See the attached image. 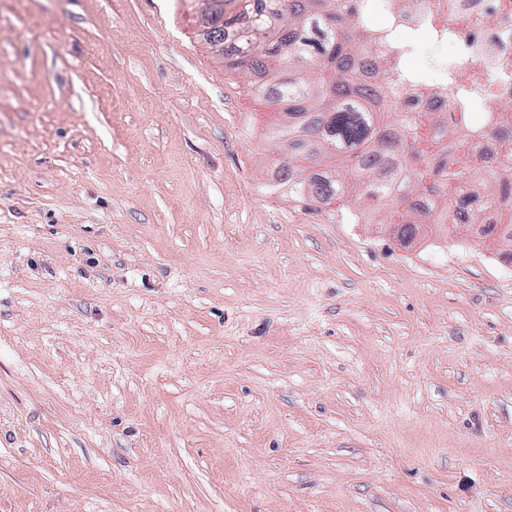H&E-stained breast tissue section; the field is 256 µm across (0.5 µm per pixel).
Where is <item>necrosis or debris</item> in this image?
Instances as JSON below:
<instances>
[{
	"label": "necrosis or debris",
	"mask_w": 512,
	"mask_h": 512,
	"mask_svg": "<svg viewBox=\"0 0 512 512\" xmlns=\"http://www.w3.org/2000/svg\"><path fill=\"white\" fill-rule=\"evenodd\" d=\"M383 24L373 26L357 66L368 83L397 85L398 96L383 111L410 117L462 113L448 137L471 173L504 175L512 170V142L471 138L479 113L512 111V0H375ZM425 32L449 49L455 67L447 81L410 82L404 71L406 47L393 31Z\"/></svg>",
	"instance_id": "1"
}]
</instances>
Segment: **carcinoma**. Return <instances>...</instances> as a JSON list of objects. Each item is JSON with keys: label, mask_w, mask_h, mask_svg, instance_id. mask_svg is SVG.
Returning a JSON list of instances; mask_svg holds the SVG:
<instances>
[{"label": "carcinoma", "mask_w": 512, "mask_h": 512, "mask_svg": "<svg viewBox=\"0 0 512 512\" xmlns=\"http://www.w3.org/2000/svg\"><path fill=\"white\" fill-rule=\"evenodd\" d=\"M238 11L219 9L214 24L232 36L227 67L261 69L271 76L266 96L282 107L288 120L276 130L281 153L288 156L282 181L288 196L324 203L344 198L351 185L376 203L393 205L403 225L401 241H412L424 225L411 199L426 192L449 193L468 177L452 170L435 150L426 155L420 123L398 130L403 119L375 108L377 90L366 85L354 65L366 50L367 36L351 23L364 20L368 0H222ZM321 73L312 88L305 71ZM512 195V178L484 195L460 194L457 212Z\"/></svg>", "instance_id": "cac0c4a2"}]
</instances>
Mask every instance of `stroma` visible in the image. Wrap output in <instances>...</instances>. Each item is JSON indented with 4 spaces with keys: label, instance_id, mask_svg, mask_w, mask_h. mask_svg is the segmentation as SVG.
I'll return each instance as SVG.
<instances>
[{
    "label": "stroma",
    "instance_id": "stroma-1",
    "mask_svg": "<svg viewBox=\"0 0 512 512\" xmlns=\"http://www.w3.org/2000/svg\"><path fill=\"white\" fill-rule=\"evenodd\" d=\"M199 8L0 0V512H512V242L274 193Z\"/></svg>",
    "mask_w": 512,
    "mask_h": 512
}]
</instances>
